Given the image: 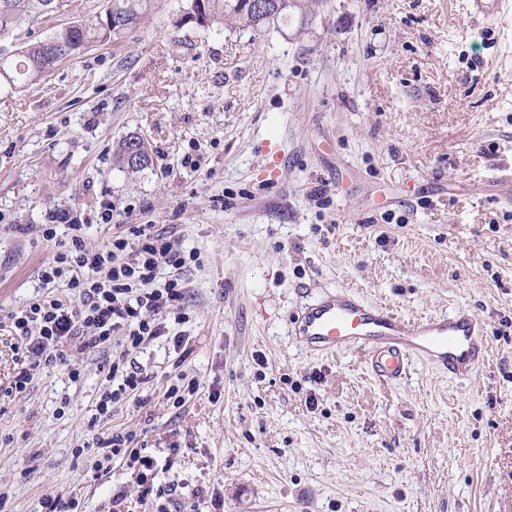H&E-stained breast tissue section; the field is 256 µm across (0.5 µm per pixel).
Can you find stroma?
Masks as SVG:
<instances>
[{"label": "stroma", "instance_id": "1", "mask_svg": "<svg viewBox=\"0 0 512 512\" xmlns=\"http://www.w3.org/2000/svg\"><path fill=\"white\" fill-rule=\"evenodd\" d=\"M465 3L313 0L258 33L158 0L121 43L0 92V311L41 295L69 239L42 237L55 211L89 220L91 249L149 224L199 254L188 357L162 338L137 353L142 400L110 423L177 505L213 512L217 489L223 512H512V14L475 22ZM132 134L151 148L137 174L115 162ZM336 288L408 318L469 309L487 358L463 382L419 364L386 385L361 350L309 355L289 321ZM103 359L75 354L76 384L45 367L0 404V512L59 491L84 512L119 492L156 512L126 467L94 470ZM182 371L200 389L178 407L165 393Z\"/></svg>", "mask_w": 512, "mask_h": 512}]
</instances>
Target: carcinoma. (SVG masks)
Returning a JSON list of instances; mask_svg holds the SVG:
<instances>
[{
    "label": "carcinoma",
    "mask_w": 512,
    "mask_h": 512,
    "mask_svg": "<svg viewBox=\"0 0 512 512\" xmlns=\"http://www.w3.org/2000/svg\"><path fill=\"white\" fill-rule=\"evenodd\" d=\"M50 0H0V41L13 38L10 47H0V90L19 91L39 81L55 64L72 59L97 44L122 40L140 28L155 9L157 0H106L112 6V25L94 15L75 27L57 26L44 39L23 41L17 34L23 24L43 19ZM185 12L202 27L237 24L256 31L288 18L294 9H308V0H271L270 11L258 12L250 0H185ZM150 148L133 135L118 147L119 170L140 173L150 167Z\"/></svg>",
    "instance_id": "cac0c4a2"
}]
</instances>
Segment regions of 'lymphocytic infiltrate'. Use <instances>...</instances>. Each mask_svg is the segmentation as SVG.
Masks as SVG:
<instances>
[{
  "mask_svg": "<svg viewBox=\"0 0 512 512\" xmlns=\"http://www.w3.org/2000/svg\"><path fill=\"white\" fill-rule=\"evenodd\" d=\"M60 223L71 229L70 241L41 268L39 277L46 285L63 283L64 291L48 293L0 319L25 352L12 379L0 386V400L26 391L39 367L66 366L76 352L106 351L101 368L110 386L87 423L97 434L99 463L121 460L142 497L170 498L171 487L155 481L156 459L130 434L107 430L106 425L114 409L136 396L146 382L134 353L161 337L178 356L189 353L188 336L171 333L169 325L186 320L182 274L196 255L147 224L133 229L131 237L116 236L104 248L91 250L79 219L67 213L51 215L41 227L43 238L53 239Z\"/></svg>",
  "mask_w": 512,
  "mask_h": 512,
  "instance_id": "1",
  "label": "lymphocytic infiltrate"
}]
</instances>
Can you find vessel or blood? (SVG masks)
<instances>
[{
    "label": "vessel or blood",
    "instance_id": "1",
    "mask_svg": "<svg viewBox=\"0 0 512 512\" xmlns=\"http://www.w3.org/2000/svg\"><path fill=\"white\" fill-rule=\"evenodd\" d=\"M507 0H467L473 19L502 16ZM292 340L312 355L359 348L376 377L390 384L406 380L423 363L452 379L469 378L487 354L485 327L468 309L410 321L394 309L356 293L326 291L304 304L291 322Z\"/></svg>",
    "mask_w": 512,
    "mask_h": 512
}]
</instances>
